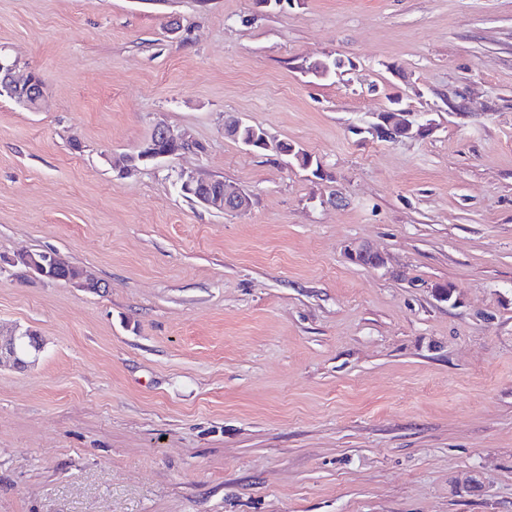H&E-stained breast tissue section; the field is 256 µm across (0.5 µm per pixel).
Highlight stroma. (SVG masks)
Masks as SVG:
<instances>
[{
  "label": "stroma",
  "instance_id": "obj_1",
  "mask_svg": "<svg viewBox=\"0 0 512 512\" xmlns=\"http://www.w3.org/2000/svg\"><path fill=\"white\" fill-rule=\"evenodd\" d=\"M0 54L47 90L0 98V337L43 342L0 367V512H512V0H0ZM397 101L434 132L372 135ZM158 124L203 154L104 162ZM249 129L251 136H240L242 130ZM224 135L230 138H236L248 150H274L280 155L288 156L291 160H296L302 164L304 158L306 161V168H310L313 164V156L302 149H297L294 145H286L284 142L273 143L270 142L263 131L258 132L256 126L244 122L241 118L235 117L232 124H224ZM304 155H306L304 157ZM217 180L220 181L221 187L202 191L200 187L203 180L194 171L181 170L178 172L180 192L207 209L224 213L227 210L245 211L249 207L250 200L242 190L227 185L224 180ZM26 258L28 269L48 281L64 280L90 291L100 288L97 280L84 278L82 274H73L72 272L76 273L79 268L74 267L71 272L70 264L61 259L55 252H30L26 253Z\"/></svg>",
  "mask_w": 512,
  "mask_h": 512
}]
</instances>
